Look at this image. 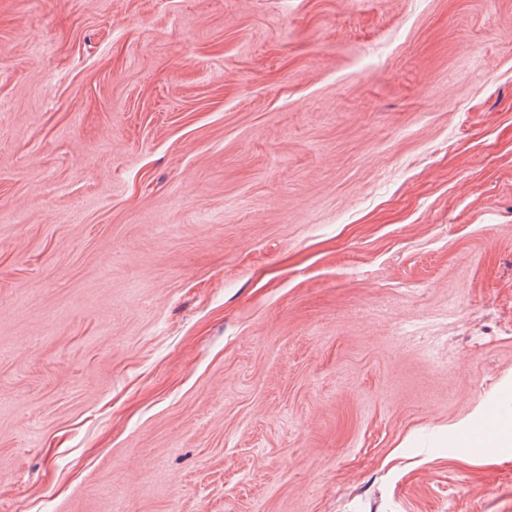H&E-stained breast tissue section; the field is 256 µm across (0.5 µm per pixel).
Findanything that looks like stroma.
Wrapping results in <instances>:
<instances>
[{
  "instance_id": "obj_1",
  "label": "stroma",
  "mask_w": 512,
  "mask_h": 512,
  "mask_svg": "<svg viewBox=\"0 0 512 512\" xmlns=\"http://www.w3.org/2000/svg\"><path fill=\"white\" fill-rule=\"evenodd\" d=\"M512 0H0V512H512Z\"/></svg>"
}]
</instances>
